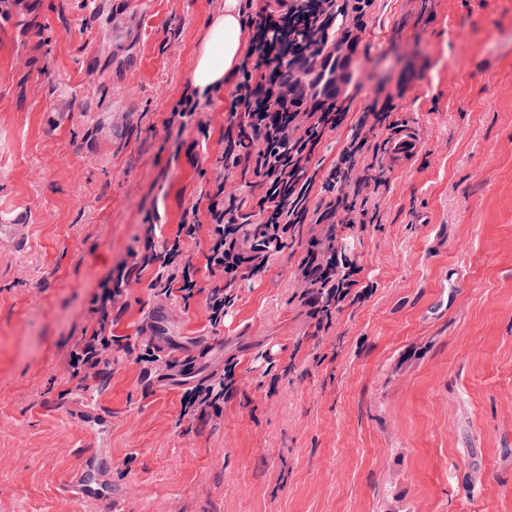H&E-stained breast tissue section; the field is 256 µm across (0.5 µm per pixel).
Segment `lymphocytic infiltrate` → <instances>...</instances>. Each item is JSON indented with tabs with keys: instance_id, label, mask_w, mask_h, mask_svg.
Segmentation results:
<instances>
[{
	"instance_id": "1",
	"label": "lymphocytic infiltrate",
	"mask_w": 512,
	"mask_h": 512,
	"mask_svg": "<svg viewBox=\"0 0 512 512\" xmlns=\"http://www.w3.org/2000/svg\"><path fill=\"white\" fill-rule=\"evenodd\" d=\"M340 11L336 0H258L249 28L251 37L240 77L231 92L224 134V168L250 176L257 195L247 202L216 181L207 192L206 207L184 213L174 235L162 241L146 238L143 252H132L131 271H119L103 285L96 308L98 326L81 337L71 352V375L85 381L101 374L112 349V306L125 292L132 271L154 267L152 287L183 299L204 294L210 327L224 323L233 305L228 290L236 282L264 273L287 240L306 224L324 225L322 236L310 237L298 263L304 285L301 296L316 330L328 329L334 314L366 300L361 266L345 254L344 230L367 228L380 213L387 185L382 168L367 165L355 175L354 161L365 152L380 154L395 146L403 127L392 96L375 98L362 112L336 162L325 177L326 197L312 202L315 182L312 161L324 132L336 130L349 108L321 99L306 101L305 88L287 75L305 66L326 42ZM210 224L202 251L203 266L184 257L186 239L194 238L201 220ZM207 286H200L199 271ZM234 364L219 375L186 388L181 415H221L235 389Z\"/></svg>"
}]
</instances>
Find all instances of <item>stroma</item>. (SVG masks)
<instances>
[{
    "mask_svg": "<svg viewBox=\"0 0 512 512\" xmlns=\"http://www.w3.org/2000/svg\"><path fill=\"white\" fill-rule=\"evenodd\" d=\"M115 2L0 10V218L22 222L0 236V512H103L67 491L96 451L116 512H512V0H371L342 49L351 109L314 167L381 92L414 146L386 154L381 221L346 243L370 296L329 332L300 297L296 239L216 329L202 296L133 275L114 335L201 377L238 363L202 420L180 418L184 378L161 361L116 349L81 385L68 366L147 224L174 234L225 174L232 82L207 94V134L164 127L224 0Z\"/></svg>",
    "mask_w": 512,
    "mask_h": 512,
    "instance_id": "obj_1",
    "label": "stroma"
}]
</instances>
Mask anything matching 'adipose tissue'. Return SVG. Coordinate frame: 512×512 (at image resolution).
Instances as JSON below:
<instances>
[{
	"instance_id": "adipose-tissue-1",
	"label": "adipose tissue",
	"mask_w": 512,
	"mask_h": 512,
	"mask_svg": "<svg viewBox=\"0 0 512 512\" xmlns=\"http://www.w3.org/2000/svg\"><path fill=\"white\" fill-rule=\"evenodd\" d=\"M247 25L243 0H224V9L210 17L196 52L191 75L194 87H223L238 70L246 41Z\"/></svg>"
}]
</instances>
